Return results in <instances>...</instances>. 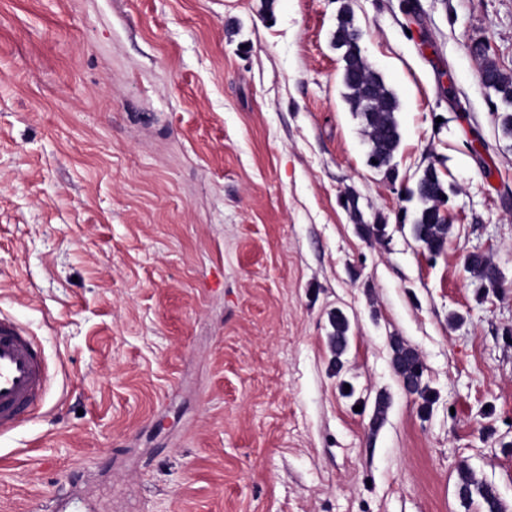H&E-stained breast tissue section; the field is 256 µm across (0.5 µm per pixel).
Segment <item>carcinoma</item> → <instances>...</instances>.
<instances>
[{
  "instance_id": "cac0c4a2",
  "label": "carcinoma",
  "mask_w": 512,
  "mask_h": 512,
  "mask_svg": "<svg viewBox=\"0 0 512 512\" xmlns=\"http://www.w3.org/2000/svg\"><path fill=\"white\" fill-rule=\"evenodd\" d=\"M361 32L354 24L350 3L341 6L337 18L333 41L342 51L344 68L342 83L344 99L351 111L364 120L365 141L369 147L367 163L371 167L394 176L393 159L401 141L400 126L396 118L399 101L361 54L359 42ZM484 76L501 99L505 109L499 115L500 129L504 136L512 138V75L503 72L495 62L487 60L482 68ZM408 198L417 201L412 230L416 239L432 256L441 253L448 239L452 224L448 219V187L445 186L435 165L429 164L418 177L414 187L407 190ZM465 267L470 276L488 288H496L501 279L498 267L480 252H471L465 257ZM330 336L335 357L343 354L350 323L341 311L331 315ZM392 365L404 389L428 400L422 386L424 366L418 352L402 341L392 343ZM459 495L465 501L478 496L486 512H502L496 490L489 484L478 481L472 472L462 467L459 471Z\"/></svg>"
}]
</instances>
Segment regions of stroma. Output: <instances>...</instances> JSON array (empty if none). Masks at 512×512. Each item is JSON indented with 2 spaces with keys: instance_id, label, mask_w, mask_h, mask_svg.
<instances>
[{
  "instance_id": "stroma-1",
  "label": "stroma",
  "mask_w": 512,
  "mask_h": 512,
  "mask_svg": "<svg viewBox=\"0 0 512 512\" xmlns=\"http://www.w3.org/2000/svg\"><path fill=\"white\" fill-rule=\"evenodd\" d=\"M343 1L0 0V313L50 371L0 435V512H484L463 465L512 512V140L471 52L512 74V0H347L399 100L392 179L344 100ZM431 163L436 256L406 198ZM407 194L410 200L415 199L418 204L412 224L414 236L430 255L440 254L452 224L449 220L450 212L446 208L448 186H445L434 164L425 167ZM465 267L470 276L479 281L484 287H498L501 272L485 254L480 252L469 253L465 257ZM330 324L333 329L330 336L332 349L335 357L339 359L347 345L350 323L346 315L338 310L331 315ZM392 350V365L404 389L427 402L426 390L422 386L424 366L418 352L398 339L393 341Z\"/></svg>"
}]
</instances>
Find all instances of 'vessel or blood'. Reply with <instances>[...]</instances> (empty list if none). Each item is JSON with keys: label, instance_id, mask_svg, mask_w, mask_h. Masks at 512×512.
Returning <instances> with one entry per match:
<instances>
[{"label": "vessel or blood", "instance_id": "obj_1", "mask_svg": "<svg viewBox=\"0 0 512 512\" xmlns=\"http://www.w3.org/2000/svg\"><path fill=\"white\" fill-rule=\"evenodd\" d=\"M48 382L40 343L24 323L0 314V434L44 401Z\"/></svg>", "mask_w": 512, "mask_h": 512}]
</instances>
